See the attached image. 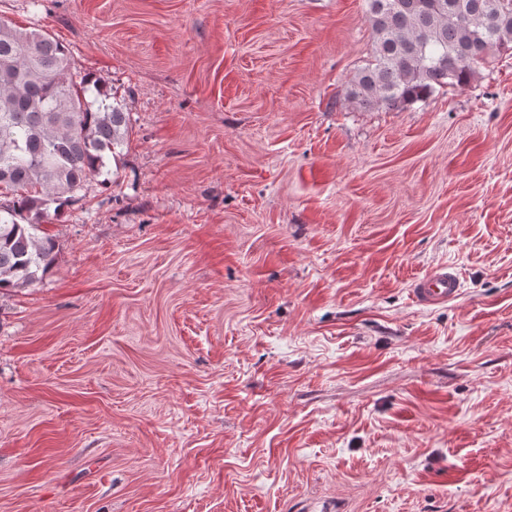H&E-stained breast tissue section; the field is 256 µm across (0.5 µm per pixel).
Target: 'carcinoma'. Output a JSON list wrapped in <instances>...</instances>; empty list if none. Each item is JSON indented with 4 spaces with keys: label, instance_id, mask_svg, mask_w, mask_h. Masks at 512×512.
Here are the masks:
<instances>
[{
    "label": "carcinoma",
    "instance_id": "obj_1",
    "mask_svg": "<svg viewBox=\"0 0 512 512\" xmlns=\"http://www.w3.org/2000/svg\"><path fill=\"white\" fill-rule=\"evenodd\" d=\"M372 53L349 80L364 109L399 110L467 85L512 52V0H367ZM126 113L50 34L0 20V298L43 279L56 240L43 226L119 159Z\"/></svg>",
    "mask_w": 512,
    "mask_h": 512
}]
</instances>
